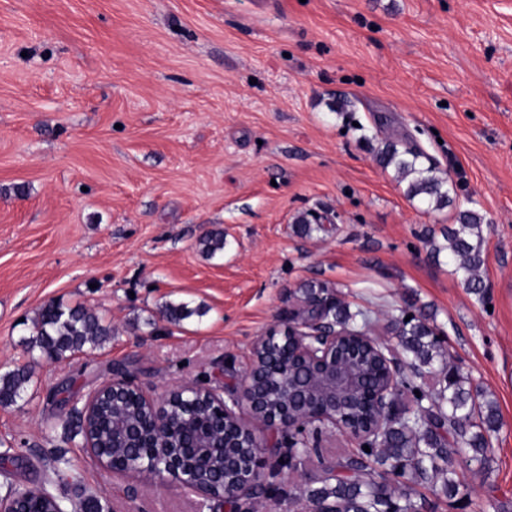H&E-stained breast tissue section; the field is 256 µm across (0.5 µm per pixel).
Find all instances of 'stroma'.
Wrapping results in <instances>:
<instances>
[{
  "mask_svg": "<svg viewBox=\"0 0 512 512\" xmlns=\"http://www.w3.org/2000/svg\"><path fill=\"white\" fill-rule=\"evenodd\" d=\"M385 139L447 173L448 207L406 197L376 158ZM472 207L490 222L481 301L428 243ZM303 214L320 220L308 237ZM308 280L370 310L388 344L393 309L433 314L500 425L489 470L463 469L455 498L424 491L423 512H512V0H0V374H30L0 406V497L61 459L105 512H196L66 440L73 405L116 364L154 396L235 385ZM52 301L111 336L29 354ZM169 302L191 316L168 322ZM308 442L320 455L277 477L299 497L345 447Z\"/></svg>",
  "mask_w": 512,
  "mask_h": 512,
  "instance_id": "1",
  "label": "stroma"
}]
</instances>
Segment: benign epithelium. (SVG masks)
<instances>
[{
	"label": "benign epithelium",
	"instance_id": "7a95c632",
	"mask_svg": "<svg viewBox=\"0 0 512 512\" xmlns=\"http://www.w3.org/2000/svg\"><path fill=\"white\" fill-rule=\"evenodd\" d=\"M351 340L336 326L318 319L311 324L302 320L297 309L288 314V324L270 330L252 343V358L238 383L224 395L183 383L161 398L148 395L124 368L112 369V377L94 390L85 401L83 412L94 414L101 398L110 395L116 402L130 396L139 400L149 415L143 426L129 421L112 425L115 448H135L137 452L123 463L99 454L95 439L88 437L84 447L100 466L115 474H134L145 479L170 480L188 494L199 497L198 509L213 500H222L238 510L239 501L286 500L296 512H335L325 504L303 505L269 478L283 469L294 472L301 456L310 454L304 437L310 427L316 432L341 431L357 448L381 424L383 418L401 408L394 396L399 367L394 348L365 333L356 340L373 349L385 370L384 383L371 393L373 417L360 424L347 415V406L357 394L362 364L342 347ZM272 342L282 344L284 358L269 377L278 395L269 401L256 387L257 353ZM182 407L191 417L202 407L210 420L195 431L189 446L177 437L174 409ZM288 452L282 453L283 439ZM221 458L223 471L237 473L230 490L217 487L207 478V462Z\"/></svg>",
	"mask_w": 512,
	"mask_h": 512
}]
</instances>
